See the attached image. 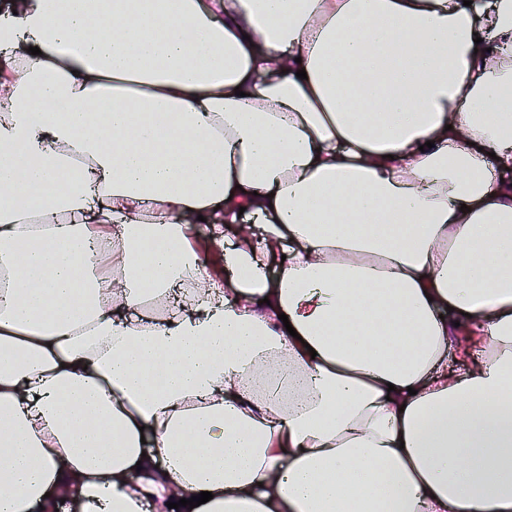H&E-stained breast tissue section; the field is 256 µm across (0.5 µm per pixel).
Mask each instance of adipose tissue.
Segmentation results:
<instances>
[{
  "label": "adipose tissue",
  "mask_w": 512,
  "mask_h": 512,
  "mask_svg": "<svg viewBox=\"0 0 512 512\" xmlns=\"http://www.w3.org/2000/svg\"><path fill=\"white\" fill-rule=\"evenodd\" d=\"M503 103L512 0H0V512H512Z\"/></svg>",
  "instance_id": "ef3b65f1"
}]
</instances>
